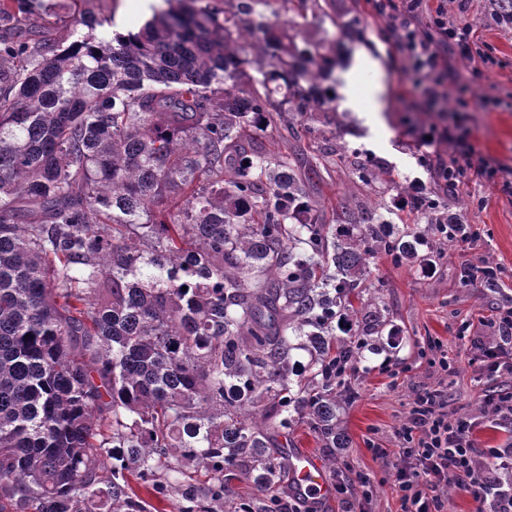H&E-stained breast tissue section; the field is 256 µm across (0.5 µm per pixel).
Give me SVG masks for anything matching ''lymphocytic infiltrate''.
I'll return each instance as SVG.
<instances>
[{
  "label": "lymphocytic infiltrate",
  "mask_w": 512,
  "mask_h": 512,
  "mask_svg": "<svg viewBox=\"0 0 512 512\" xmlns=\"http://www.w3.org/2000/svg\"><path fill=\"white\" fill-rule=\"evenodd\" d=\"M374 8L386 20L393 47L407 59L406 83L421 88L429 101L442 98L444 83L452 77L445 49L455 45L458 56L472 59V28L449 18L441 2L375 0ZM453 145L448 161L459 173L474 171L512 193L511 169L491 159H475L468 140L457 138ZM482 331L486 340L477 345L473 364L487 377L512 380V306L494 310L483 320ZM427 349L440 387L415 390L405 422L393 432L396 450L371 447L393 476L400 512H446L452 488L471 498L475 512H512V448L480 450L474 440L489 427L512 429V392L483 391L474 412L457 414L449 409L448 393L442 387L455 373L448 352L432 340Z\"/></svg>",
  "instance_id": "1"
}]
</instances>
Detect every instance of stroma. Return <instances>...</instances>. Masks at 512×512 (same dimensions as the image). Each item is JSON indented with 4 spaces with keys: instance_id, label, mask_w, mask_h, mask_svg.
I'll list each match as a JSON object with an SVG mask.
<instances>
[{
    "instance_id": "stroma-1",
    "label": "stroma",
    "mask_w": 512,
    "mask_h": 512,
    "mask_svg": "<svg viewBox=\"0 0 512 512\" xmlns=\"http://www.w3.org/2000/svg\"><path fill=\"white\" fill-rule=\"evenodd\" d=\"M491 0H468L464 18L476 34L475 57L460 61L449 53L448 64L457 75L446 88L438 111H412L402 94L400 80L406 67L384 33L385 20L373 15L368 0H334L335 22L328 31L336 39V70L347 71L357 51L377 61L384 74L390 121L382 137H371L364 123L370 107L365 84H358L350 104L338 107L331 122L315 123L311 134L316 144L331 143L336 151L319 161L321 178L309 190V203L334 231L345 224L336 209L339 197H348L360 209L376 210L390 232H401L412 202L419 197L438 198L441 212L461 215L474 225L477 241L468 248L431 239L430 264H392L378 256L371 260L369 279L377 287L386 316V332L397 344L394 363H408L397 386H390L377 367L383 358L371 356L361 364L356 382L357 398L338 411V426L349 446L335 456L322 448L306 425L267 431L269 452L287 462L289 450L305 451L322 466L329 485L338 479L362 477L375 491L365 512H397L398 502L384 469L373 460L368 441L392 445V434L407 416V403L415 387L432 383L434 374L418 350L427 338L443 342L456 368L448 401L457 413L473 409L490 379L470 363V339L480 333V321L492 310L512 302V195L498 191L479 178L446 189L439 163L452 146L444 139L422 142L431 124L450 128L454 134L471 133L477 154L512 167V26L498 24ZM381 160L386 173L365 182L353 173L351 160ZM500 264L504 273L496 285L479 279H463L470 265L481 260ZM283 512H344L339 494L326 499L300 495L291 479H283L277 491Z\"/></svg>"
}]
</instances>
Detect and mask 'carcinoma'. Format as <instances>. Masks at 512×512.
<instances>
[{"label":"carcinoma","instance_id":"1","mask_svg":"<svg viewBox=\"0 0 512 512\" xmlns=\"http://www.w3.org/2000/svg\"><path fill=\"white\" fill-rule=\"evenodd\" d=\"M166 2L58 42L55 7L0 0V512H146L129 474L204 512L191 470L222 506L233 471L278 489L264 427L348 445L336 368L385 351L369 258L429 260L346 197L359 232L332 236L318 165L256 138L337 112L329 0Z\"/></svg>","mask_w":512,"mask_h":512}]
</instances>
